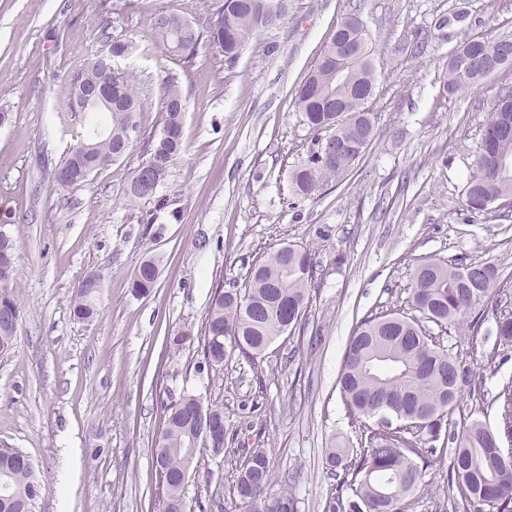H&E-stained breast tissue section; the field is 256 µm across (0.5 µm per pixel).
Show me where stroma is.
Wrapping results in <instances>:
<instances>
[{
    "label": "stroma",
    "instance_id": "35a3bbf8",
    "mask_svg": "<svg viewBox=\"0 0 512 512\" xmlns=\"http://www.w3.org/2000/svg\"><path fill=\"white\" fill-rule=\"evenodd\" d=\"M215 3L0 0V225L17 243L22 305L14 346L0 354V448L25 452L45 481L33 512H157L162 405L185 392L223 406L236 447L270 450L298 512H324L344 478L326 450L357 439L337 385L356 326L381 311L413 315V271L426 259L488 261L512 276V213L470 217L463 194L512 68L467 94L444 88L461 42L512 37V0H288L235 63L212 47L189 63L158 47L159 13L204 31ZM457 12L464 21L449 23ZM350 15L371 38L375 135L347 173L301 196L290 173L318 145L296 92ZM109 34L135 45L114 65L137 82L141 134L120 160L63 188L55 171L84 132L62 118L66 81ZM169 78L186 98L184 149L158 188L170 199L159 211L130 203L127 190L160 130ZM145 213L151 223H141ZM287 243L315 253L304 327L261 358L236 353L215 370L198 346L173 348L178 333L200 334L215 289L243 287L254 264ZM149 257L158 279L140 294L133 276ZM92 271L102 275L97 315L82 321L73 300ZM427 329L472 374L459 414L496 426L512 348L500 346L492 313L475 338ZM452 455L435 456L402 512H455ZM235 479L233 463L201 448L187 512H242Z\"/></svg>",
    "mask_w": 512,
    "mask_h": 512
}]
</instances>
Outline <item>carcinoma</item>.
I'll use <instances>...</instances> for the list:
<instances>
[{
  "mask_svg": "<svg viewBox=\"0 0 512 512\" xmlns=\"http://www.w3.org/2000/svg\"><path fill=\"white\" fill-rule=\"evenodd\" d=\"M288 0H218L208 34L198 31L179 14H162L155 22L158 43L186 62L199 54L203 38L232 63L241 47L260 31L281 20ZM356 54L337 60L339 49ZM511 38L487 41L470 38L448 58L446 91L450 95L475 90L487 77L512 67ZM130 41L109 36L87 67L66 83L68 109L85 111L83 96L102 84L112 85L117 105L104 110L106 131L86 136L61 161L57 173L65 174L58 185L65 188L88 181L99 167L121 159L139 134V98L132 76L107 71L101 62L113 61L133 51ZM375 85V66L368 34L356 17H347L329 35L315 69L296 97L297 111L316 135L320 147L291 172V184L299 195H308L322 183L347 172L364 155L374 136L372 113L367 104ZM186 103L179 86L165 84L161 129L151 140L144 165L156 169L164 180L171 163L183 149ZM512 90L500 91L488 112L473 172L464 194L467 211L482 215L497 201H512ZM347 150L336 153V141ZM132 203L155 201L165 208L167 198L157 190L134 188ZM17 245L13 237L0 240V353L9 351L16 338L21 302L15 294ZM316 274L314 253L307 247L288 245V256L276 250L254 265L247 284L238 289L214 291L205 312L200 336L183 332L173 338L182 347L194 341L203 358L214 366L239 352L250 359L262 355L269 345L290 328L301 325L310 301L308 288ZM158 277L157 262L144 260L134 273L133 287L146 292ZM412 301L422 319L440 327L470 325V336L479 333L481 317L473 308L489 299L493 290L504 289L498 268L491 262L425 260L414 270ZM99 273L86 275L73 302L79 320L96 315L95 301L101 289ZM492 315L500 344L512 346V308L495 303ZM230 343L223 353L216 342ZM470 381L465 368L437 346L414 318L393 313L368 316L357 326L343 356L338 380L341 397L353 419L374 418L377 428L365 435L364 446L352 462L347 497L337 495L326 502V512H400L401 499L422 482L437 444L454 445L448 473V488H456L465 507L477 512H512V384L495 396L499 407L496 429L478 420L453 419L461 385ZM204 415L224 416L222 407L194 394H183L164 405V419L155 441L159 472L157 492L160 512H187L183 475H193L200 448L191 447ZM223 456L235 463L236 492L244 512H298L295 496L286 488L274 489L273 462L264 448H229ZM44 486L34 469L15 448H0V512H31L36 497L34 485Z\"/></svg>",
  "mask_w": 512,
  "mask_h": 512,
  "instance_id": "cac0c4a2",
  "label": "carcinoma"
}]
</instances>
